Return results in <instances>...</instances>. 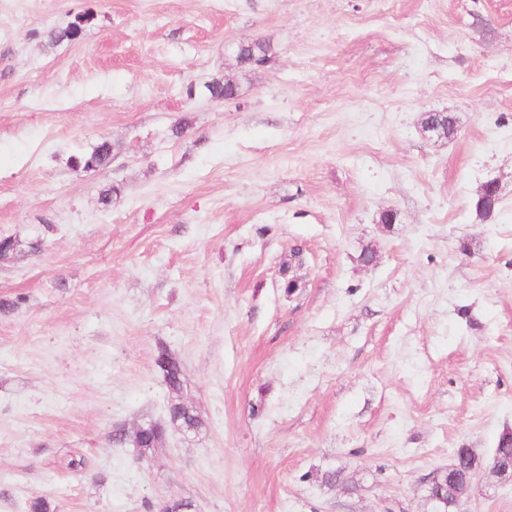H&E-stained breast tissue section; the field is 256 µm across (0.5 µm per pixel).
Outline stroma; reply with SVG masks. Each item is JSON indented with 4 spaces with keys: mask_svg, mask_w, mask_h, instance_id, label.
I'll use <instances>...</instances> for the list:
<instances>
[{
    "mask_svg": "<svg viewBox=\"0 0 512 512\" xmlns=\"http://www.w3.org/2000/svg\"><path fill=\"white\" fill-rule=\"evenodd\" d=\"M3 236L0 512H434L460 448L512 512V0H0ZM161 345L203 425L141 458ZM273 46L270 41H252L240 44L236 57L241 59V66L245 69H253L248 62L255 58L265 63L270 62L273 57ZM111 155L112 145L105 140L94 146L90 152L73 155L71 160L84 169L97 170L108 165Z\"/></svg>",
    "mask_w": 512,
    "mask_h": 512,
    "instance_id": "35a3bbf8",
    "label": "stroma"
}]
</instances>
